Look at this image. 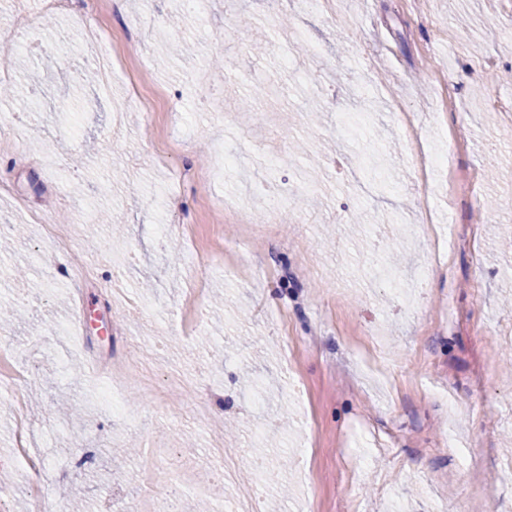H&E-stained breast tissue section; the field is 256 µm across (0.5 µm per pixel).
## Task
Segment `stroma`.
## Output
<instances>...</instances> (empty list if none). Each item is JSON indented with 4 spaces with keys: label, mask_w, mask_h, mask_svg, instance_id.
<instances>
[{
    "label": "stroma",
    "mask_w": 512,
    "mask_h": 512,
    "mask_svg": "<svg viewBox=\"0 0 512 512\" xmlns=\"http://www.w3.org/2000/svg\"><path fill=\"white\" fill-rule=\"evenodd\" d=\"M118 2L99 14L101 45L42 0H0V51L27 87L0 97V123L18 130L0 145V304L24 308L0 338L34 380L0 388L4 512H27L19 397L49 470L44 512H65L76 487L83 512L149 492L177 512H234L256 479L213 482L217 442L287 458L258 512H460L475 493L512 512V112L487 105L512 99V0H341L347 24L209 0L180 31L189 64L162 52L178 0ZM22 17L46 52L24 49ZM104 51L111 82L83 81ZM61 76L80 83L75 99ZM397 101L475 176L438 226L470 239L422 288L430 243L414 230ZM274 193L301 222L268 223ZM115 244L129 257L119 280L105 266L59 276ZM195 247L208 256L197 327L181 273ZM131 356L193 390L123 384L109 369Z\"/></svg>",
    "instance_id": "1"
}]
</instances>
